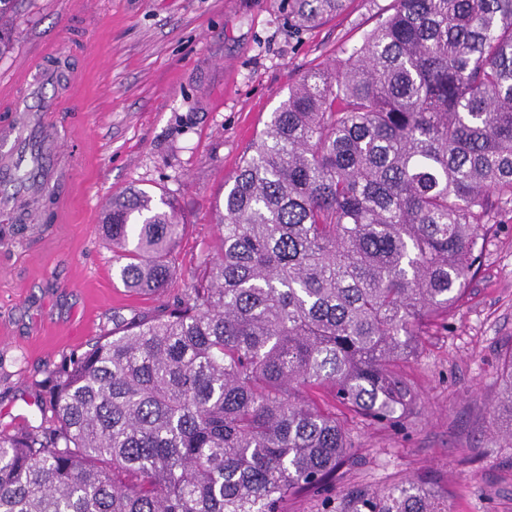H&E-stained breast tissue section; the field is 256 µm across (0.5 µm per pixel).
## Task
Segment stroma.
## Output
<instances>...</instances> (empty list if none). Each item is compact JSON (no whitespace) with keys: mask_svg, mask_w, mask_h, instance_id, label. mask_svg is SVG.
<instances>
[{"mask_svg":"<svg viewBox=\"0 0 512 512\" xmlns=\"http://www.w3.org/2000/svg\"><path fill=\"white\" fill-rule=\"evenodd\" d=\"M391 0L300 29L280 0H19L0 81L19 61L55 67L52 93L75 112L51 117L76 140L72 182L59 185L51 221L0 241V430L38 424L49 371L133 315L173 307L219 237L216 207L251 143L308 69L333 63L386 16ZM65 46L63 58L50 50ZM133 188L174 199L186 227L176 273L160 294L118 281L100 231V200ZM482 264L447 326L403 362L416 404L394 427L345 420L355 450L331 486L289 497L284 512H321L353 486L414 482L438 489L452 512H512V447L492 408L512 346V209L495 214Z\"/></svg>","mask_w":512,"mask_h":512,"instance_id":"35a3bbf8","label":"stroma"}]
</instances>
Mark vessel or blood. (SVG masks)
<instances>
[{"mask_svg":"<svg viewBox=\"0 0 512 512\" xmlns=\"http://www.w3.org/2000/svg\"><path fill=\"white\" fill-rule=\"evenodd\" d=\"M17 74L25 81L24 94L0 84V110L9 118L0 122V184L16 189V200L0 202V218L5 223L23 221L38 224L42 213L31 210L17 214V199L39 193L44 184L56 179L54 169L45 167L44 160L59 155L68 144L53 134L48 117L61 111L64 99L47 94L46 88L57 81L56 70L45 67L31 75L27 64H19Z\"/></svg>","mask_w":512,"mask_h":512,"instance_id":"1","label":"vessel or blood"}]
</instances>
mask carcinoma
<instances>
[{"instance_id":"carcinoma-1","label":"carcinoma","mask_w":512,"mask_h":512,"mask_svg":"<svg viewBox=\"0 0 512 512\" xmlns=\"http://www.w3.org/2000/svg\"><path fill=\"white\" fill-rule=\"evenodd\" d=\"M349 2L288 0V16L308 26ZM511 206L512 0H392L272 113L180 304L63 361L40 423L0 432V512H283L329 485L353 457L336 410L406 420L397 363L448 323ZM183 229L169 198H112L101 231L124 287L164 291ZM504 366L493 412L512 444V349ZM325 512L448 502L359 486Z\"/></svg>"}]
</instances>
